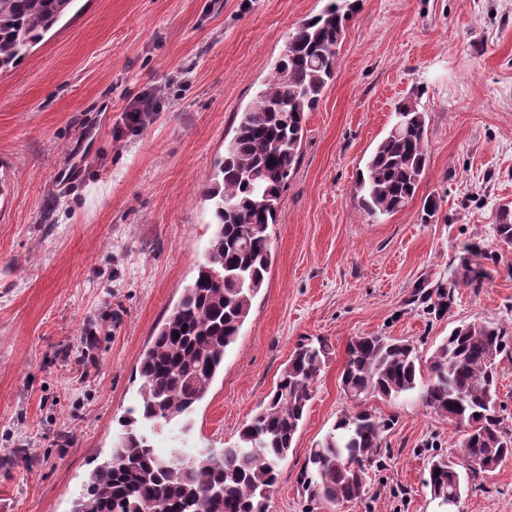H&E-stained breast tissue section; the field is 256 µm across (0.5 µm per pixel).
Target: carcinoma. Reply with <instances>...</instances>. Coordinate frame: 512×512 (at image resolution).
Instances as JSON below:
<instances>
[{
	"instance_id": "1",
	"label": "carcinoma",
	"mask_w": 512,
	"mask_h": 512,
	"mask_svg": "<svg viewBox=\"0 0 512 512\" xmlns=\"http://www.w3.org/2000/svg\"><path fill=\"white\" fill-rule=\"evenodd\" d=\"M76 2L0 0V73L21 63ZM357 6L356 0H330L296 26L273 74L238 113L234 135L205 180L203 196L215 224L205 262L143 351L139 404L120 421L118 443L91 471L72 512H267L310 387L329 359L326 339L297 344L234 444L191 452L174 446L161 455L147 430L167 426L189 434L196 406L264 286L272 264L267 230L301 158L305 113L316 108L336 74L338 49ZM426 163L425 114L412 102L400 104L357 183L361 207L371 216L405 208ZM496 233L512 243L511 211L501 213ZM511 349L512 328L476 318L454 327L429 358L421 399L461 433L457 450L429 463L425 484L440 512H448V497L461 495L467 481L512 456V429L498 415L495 372L496 357ZM421 367L407 341L357 336L348 345L341 383L354 402L370 394L397 399L419 388ZM391 424L358 404L341 413L308 454V494L333 504L360 499L366 466Z\"/></svg>"
}]
</instances>
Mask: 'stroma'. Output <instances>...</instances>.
Listing matches in <instances>:
<instances>
[{
  "label": "stroma",
  "mask_w": 512,
  "mask_h": 512,
  "mask_svg": "<svg viewBox=\"0 0 512 512\" xmlns=\"http://www.w3.org/2000/svg\"><path fill=\"white\" fill-rule=\"evenodd\" d=\"M328 2L82 0L0 74V512H69L109 453L138 401L139 358L205 259L213 162L291 30ZM339 61L305 116L265 284L188 445L235 442L296 345L323 337L332 354L269 512H438L423 481L460 435L415 393L361 399L393 420L361 500H311L300 471L352 405L353 337L403 339L425 360L460 323L512 326V244L493 232L512 208V0H360ZM147 93L155 110L133 126ZM402 101L426 114L427 166L407 207L371 217L356 182ZM428 197L440 208L425 222ZM473 245L477 288L461 282ZM451 280L450 311L413 302ZM457 512H512V457Z\"/></svg>",
  "instance_id": "stroma-1"
}]
</instances>
